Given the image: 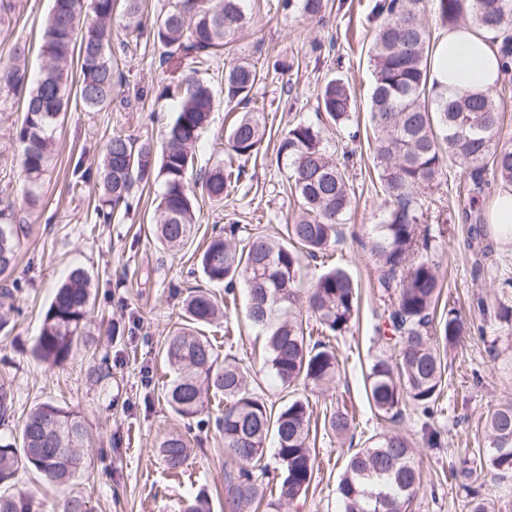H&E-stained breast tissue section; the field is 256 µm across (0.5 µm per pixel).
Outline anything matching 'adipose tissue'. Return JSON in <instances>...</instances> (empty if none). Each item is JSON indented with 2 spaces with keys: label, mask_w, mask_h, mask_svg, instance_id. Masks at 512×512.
<instances>
[{
  "label": "adipose tissue",
  "mask_w": 512,
  "mask_h": 512,
  "mask_svg": "<svg viewBox=\"0 0 512 512\" xmlns=\"http://www.w3.org/2000/svg\"><path fill=\"white\" fill-rule=\"evenodd\" d=\"M499 58L491 35L468 26L448 30L431 59L430 79L453 96L464 90H486L501 81Z\"/></svg>",
  "instance_id": "1"
}]
</instances>
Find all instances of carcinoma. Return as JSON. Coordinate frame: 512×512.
I'll return each mask as SVG.
<instances>
[{
    "mask_svg": "<svg viewBox=\"0 0 512 512\" xmlns=\"http://www.w3.org/2000/svg\"><path fill=\"white\" fill-rule=\"evenodd\" d=\"M41 44L44 64L38 79L28 84L27 69L18 62L0 64V93L28 89L25 115L15 129L20 165L27 180L26 195L49 168L60 126L76 92L87 112L109 107L125 82L112 61V24L116 0H52ZM423 0H374L370 16L377 22L370 48L372 91L369 123L375 141L374 169L382 196L381 220L372 224L367 242L376 266L375 287L383 295L396 293L378 326L381 339L397 347L391 362L374 359L364 373L368 403L377 415L394 420L407 404L426 416L439 403L446 371L441 348L456 345L466 327L457 310L448 309L434 323L441 293L440 263L434 253L431 225L443 212L425 206V191L436 186L447 163H459L469 173L470 191L481 196L494 180L512 187V145L502 140V92L462 91L451 99L429 84L431 35L422 15ZM325 0H301L302 16L321 19ZM441 24L450 29L471 25L494 33L504 76L512 74V0H432ZM139 0H125L122 48L145 36L162 49L159 65L188 58L193 67L161 95L177 104L175 118L164 130L161 155L131 136L114 132L97 168L101 191L97 214L112 220L120 208L131 207L135 185L162 181L154 235L165 248L178 249L192 237L197 223L195 193L189 171L193 154L214 108L209 85L198 76L210 54L226 48L250 23L244 0H174L169 9L147 27L138 20ZM80 61L76 89L65 72L73 56ZM261 80L256 66L235 62L224 71V102L241 110L225 134L227 158L201 178L206 195L220 201L224 190L235 188L245 173L241 160L258 151L266 131L264 113L250 107ZM318 108L326 121L360 137L352 128L355 110L349 83L338 74L324 82ZM288 160L287 183L302 205L301 215L270 236L237 224L213 236L199 257L204 276L224 284V293H246L250 323L265 331L264 368L287 389L299 384L322 388L335 382L341 360L336 347L306 339V326L297 311L300 300L315 318L322 336H343L357 318L358 284L341 267L331 268L311 284L307 295L299 288L302 260L327 253L341 238V226L351 209L355 189L347 165L333 160L320 128L299 122L288 128L277 146V160ZM26 229L13 220L11 205L0 200V278L8 280ZM91 301L89 278L73 269L57 289L46 310L33 354L51 366L66 363L78 346L88 347L91 335L87 315ZM219 307L203 289L184 301L185 322L167 337L162 350L173 373L164 398L170 409L191 423L204 425L210 397L224 403L215 425L224 437V453L239 465L225 473L228 512H254L265 503L266 512H281L283 503L308 492L314 476L316 450L311 448V416L307 397H293L274 408L248 379L235 360L219 364V352L199 326L210 323ZM14 406L11 383H0V421L10 418ZM354 416L341 405L324 414V427L345 437L352 434ZM490 447L477 460L463 459L453 477L465 491L467 512H490L486 499L470 480L478 471L512 473V402L498 406L487 417ZM276 441L281 470L276 494L265 499L267 466L261 464L269 438ZM88 432L80 413L46 401L24 419L19 440L0 441V487H10L19 472L66 486L80 477ZM191 448L180 434L166 438L159 455L171 471L180 469ZM421 486L411 443L399 432L372 436L351 454L338 483L343 512H406ZM0 512H30L24 498L0 494ZM184 512H212L210 495L191 496Z\"/></svg>",
    "mask_w": 512,
    "mask_h": 512,
    "instance_id": "carcinoma-1",
    "label": "carcinoma"
}]
</instances>
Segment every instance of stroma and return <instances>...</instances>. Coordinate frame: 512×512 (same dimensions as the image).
I'll use <instances>...</instances> for the list:
<instances>
[{"instance_id": "obj_1", "label": "stroma", "mask_w": 512, "mask_h": 512, "mask_svg": "<svg viewBox=\"0 0 512 512\" xmlns=\"http://www.w3.org/2000/svg\"><path fill=\"white\" fill-rule=\"evenodd\" d=\"M9 2L10 10H0V62L11 60L21 46L28 72L37 73L43 65L40 44L52 2ZM371 3L327 0L326 18L317 22L304 19L299 9L283 8L282 0H246L251 24L230 51L211 56L208 70L201 74L212 88L215 108L194 154L192 178L225 160L224 132L232 114L224 101V68L237 59H249L263 73L254 99L265 112L267 134L246 162L247 174L238 188L226 191L220 201L199 197L197 233L179 250L163 248L148 231L162 183L135 188L138 206L112 223L99 224L94 212L98 190L89 174L96 171L113 131L161 148L163 128L173 119L175 105L161 98L160 91L181 78L183 64L174 60L159 66V49L147 39L115 50L114 63L126 78L122 91L132 105L116 101L104 111L87 112L78 100H70L55 134L53 162L32 205L24 199L26 184L14 139L24 116L23 97L0 99V198L11 199L17 221L28 226L13 274L19 286L15 309L0 331V378L10 380L15 392V413L8 424L0 423V436L18 437L25 414L45 401L79 412L89 432L85 469L69 486H52L32 474L21 477L16 489L27 495L33 512H63L71 496L84 498L93 512H181L185 499L202 489L210 494L215 512H222L224 473L232 467L224 439L216 430L188 426L167 406L163 390L171 375L162 350L182 321L190 290L202 288L216 300L224 298L223 284L208 281L200 271L203 243L232 223L275 235L299 213L297 199L288 192L287 169L277 163L273 150L289 125L299 121L321 127L329 151L346 162L355 187L342 241L325 261H304L301 286L309 288L327 267L341 266L361 288V307L351 330L333 340L341 359L336 382L305 391L317 426L316 470L306 498L282 512H341L337 484L347 456L372 435L389 431L408 437L422 472V487L407 512H466L451 471L460 460L488 448L481 424L499 404L512 400V325L497 316L498 305H512V241L489 227L481 240H473L472 224L459 211V194L468 176L457 165H448L426 200L442 205L448 219L437 236L442 295L472 331L444 354L445 384L434 417L424 418L409 406L396 420L379 419L366 401L363 374L375 357L393 356L394 350L377 332L384 303L372 288L375 265L363 245L369 225L378 223L381 215L374 142L340 136L320 116L317 103L324 80L340 71L337 57H344L340 72L354 92L359 123H366L375 31ZM316 41L334 43V54L314 57L310 46ZM278 60L288 63V71H274ZM142 89L147 92L143 98L138 95ZM84 174L89 177L85 183L80 180ZM76 267L91 280L94 304L88 327L95 342L92 349L78 348L63 366L52 367L35 358L32 348L56 287ZM114 322L125 325V332L109 335ZM203 333L216 339L221 356L248 366L267 403L287 401V392L263 367L265 335L246 322L244 291H237L235 305L227 306ZM104 354L112 377L91 384L87 373L93 358ZM342 404L356 416L349 444L337 443L322 426L325 411ZM432 430L440 441L435 448L427 443ZM172 433L183 434L193 448L178 474L169 473L157 454Z\"/></svg>"}]
</instances>
